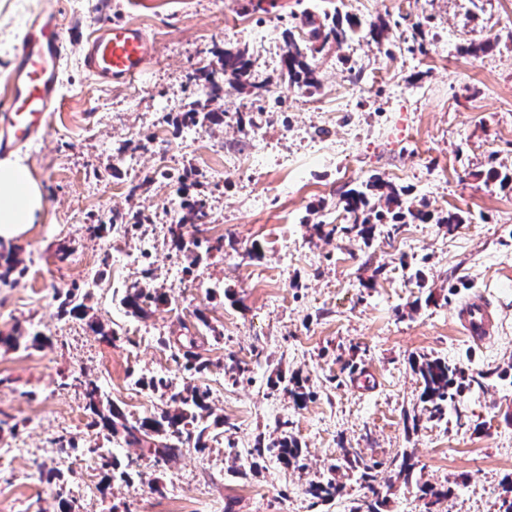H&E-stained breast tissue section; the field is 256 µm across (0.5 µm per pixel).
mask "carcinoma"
Here are the masks:
<instances>
[{
  "label": "carcinoma",
  "mask_w": 512,
  "mask_h": 512,
  "mask_svg": "<svg viewBox=\"0 0 512 512\" xmlns=\"http://www.w3.org/2000/svg\"><path fill=\"white\" fill-rule=\"evenodd\" d=\"M390 29L386 24L371 23L367 26L356 17L341 15L335 11L324 13L319 23L313 20H304L300 24L288 28L283 33L284 55L282 58L283 70L288 82L308 93H313L321 87V78L316 54L327 47L342 48L354 37L366 34L376 41L389 39ZM219 68L214 66L196 69L190 75L192 82L206 90V99L183 114V121L196 123L198 121L208 125L224 123V111L210 108V101L218 98L223 91L224 84L236 86L241 89L248 87L252 69V61L245 52L234 48H220L212 51ZM487 181L501 188H512V169L500 165H493L487 172ZM181 187L180 210L177 222L170 227L171 243L175 249L183 251L188 246L200 248L199 240L187 242L183 233L186 225L204 223L207 213L202 205L193 203L195 195L190 193L191 186L184 180H179ZM386 200L387 210L378 211L371 205L375 197ZM405 190L394 184L375 179L361 185L359 189H351L344 194L345 210L353 217L352 224L342 228L346 233L368 242L372 240L379 222L386 216H391L392 223L387 225V235L391 236L407 221H425L429 215L415 209L404 199ZM20 260L12 246L0 240V281L15 280L22 274L19 269ZM129 312L139 316L145 308L157 304H169L171 299L166 295L157 293L150 288L133 285L123 298ZM59 309L61 314L71 317H87L88 307L84 299L74 291L69 290L60 296ZM31 345L41 344L44 337L36 333L32 336H0V343L13 348L20 347L21 343ZM195 340L190 337L186 343L180 345L178 352L183 359L184 368L189 371L201 372L208 367L206 360L194 351ZM414 370L419 375L421 384V401L424 409L431 417L442 419L448 410V404L454 402L464 388L472 383H480L474 376L465 375V371L455 364L448 363L443 358H422L413 363ZM85 402V410L89 411L92 421L90 426L106 433L107 440L114 437L124 439L129 444L147 442L153 445L151 452L155 459H166L181 451V447L194 442V447L204 450L207 448L209 429L211 426L224 424L219 417H212L209 405V393L196 385H186L180 389L171 388L170 384L159 379L152 382L155 389L164 390L167 399L164 407L157 411L130 420L122 410L112 401L104 397L97 383L86 377L79 381ZM281 436L274 439L269 445L256 444L254 451L262 454L275 450L277 456L286 464L299 463L302 449L298 441L288 434V422L282 423ZM97 454L99 469L112 478L127 482L131 478V466L118 470L112 451L102 446L90 449ZM351 468L359 473V479L366 484L367 492L357 499L351 512H382L385 498L380 492L378 469L380 464L368 462L358 453H353L350 459ZM395 471L404 482L412 480L416 463L411 454L404 452L394 461ZM423 495L428 498V504L438 505L448 498L450 489L438 488L428 482L420 486ZM339 488L335 480L328 479L310 484L308 494L318 501H330L336 498Z\"/></svg>",
  "instance_id": "cac0c4a2"
}]
</instances>
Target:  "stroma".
Segmentation results:
<instances>
[{
  "instance_id": "1",
  "label": "stroma",
  "mask_w": 512,
  "mask_h": 512,
  "mask_svg": "<svg viewBox=\"0 0 512 512\" xmlns=\"http://www.w3.org/2000/svg\"><path fill=\"white\" fill-rule=\"evenodd\" d=\"M336 8L392 25L390 40L325 49L320 89L289 86L278 45L289 21L307 11L319 22ZM44 10L66 32L62 93L43 134L17 153L44 208L13 242L25 272L0 283V336L33 328L50 342L0 346V455L8 457L0 512H59L64 503L72 512H350L365 487L346 467L347 448L385 464L412 452L425 480L452 489L439 512H498L512 475V422L504 420L512 415V190L487 185L485 173L494 161L512 168V0H0V98L27 23ZM101 21L133 23L149 36L165 29L128 84L102 83L83 65L80 46ZM224 44L248 50L251 80L275 91V112L253 111L242 127H187L180 116L200 93L186 76ZM466 44L478 55L463 53ZM163 114L168 134L145 142ZM156 151L169 153L207 201L206 222L185 227V237L223 240L222 251L194 260L172 246L164 224L109 230L113 214L162 215L176 201L175 182L156 174ZM228 151L238 167L225 168ZM373 177L403 187L432 221L367 243L315 232L343 219V192ZM144 179L148 191L132 193ZM76 206L82 223H67ZM451 212L466 218L452 230L436 221ZM145 237L150 258L130 264ZM140 281L176 305L130 315L123 297ZM75 285L120 341L107 344L85 321L61 315L56 293ZM473 295L496 317L479 344L457 319ZM200 313L220 334L198 337L209 368L191 376L161 340L196 330ZM423 355L489 378L445 419H430L411 367ZM237 360L250 368L238 382L230 377ZM84 374L136 417L164 399L148 389L132 399L134 376L206 387L225 426L205 451L187 447L158 465L147 449L113 439V455L140 461L139 471L128 484L87 485L81 469L95 464L97 434L70 385ZM294 374L307 380L301 404L272 386ZM414 414L418 428L406 430ZM284 422L303 466L253 459L256 439H276ZM49 434L72 437L80 461L52 483ZM327 477L341 491L314 504L307 489Z\"/></svg>"
}]
</instances>
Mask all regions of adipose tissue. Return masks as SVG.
<instances>
[{
    "instance_id": "1",
    "label": "adipose tissue",
    "mask_w": 512,
    "mask_h": 512,
    "mask_svg": "<svg viewBox=\"0 0 512 512\" xmlns=\"http://www.w3.org/2000/svg\"><path fill=\"white\" fill-rule=\"evenodd\" d=\"M43 209L40 189L21 161L0 162V238L20 237Z\"/></svg>"
}]
</instances>
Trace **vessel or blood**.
Listing matches in <instances>:
<instances>
[{"mask_svg": "<svg viewBox=\"0 0 512 512\" xmlns=\"http://www.w3.org/2000/svg\"><path fill=\"white\" fill-rule=\"evenodd\" d=\"M65 49V31L55 13L43 11L29 21L14 56L8 96L0 102V158L42 134L48 113L60 101ZM152 52L143 30L130 23L101 25L81 49L86 70L108 84L134 79ZM458 318L472 341H484L494 332L493 313L481 297H471Z\"/></svg>", "mask_w": 512, "mask_h": 512, "instance_id": "b4317fda", "label": "vessel or blood"}]
</instances>
